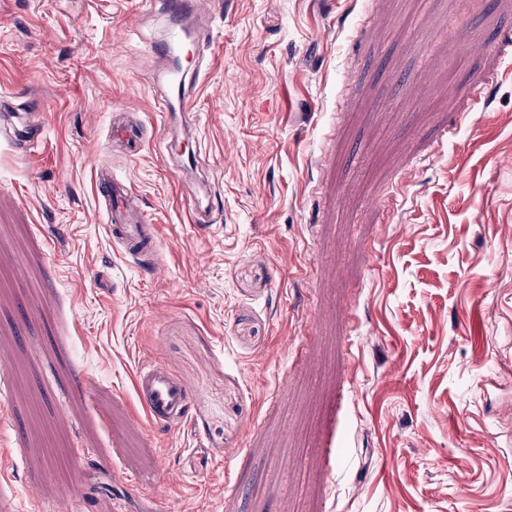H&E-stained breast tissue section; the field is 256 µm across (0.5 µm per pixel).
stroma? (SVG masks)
I'll list each match as a JSON object with an SVG mask.
<instances>
[{
    "label": "stroma",
    "instance_id": "stroma-1",
    "mask_svg": "<svg viewBox=\"0 0 512 512\" xmlns=\"http://www.w3.org/2000/svg\"><path fill=\"white\" fill-rule=\"evenodd\" d=\"M204 2L167 134L166 15L0 0V113L52 115L0 138V512H512V0ZM101 164L159 271L114 250ZM109 141L128 145L132 156L138 155L144 148V140L139 128L122 122H113ZM133 383L139 404L154 426L172 427L186 421L189 387L156 359L137 366Z\"/></svg>",
    "mask_w": 512,
    "mask_h": 512
}]
</instances>
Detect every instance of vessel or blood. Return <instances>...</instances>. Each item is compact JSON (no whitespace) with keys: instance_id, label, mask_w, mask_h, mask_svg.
Masks as SVG:
<instances>
[{"instance_id":"obj_1","label":"vessel or blood","mask_w":512,"mask_h":512,"mask_svg":"<svg viewBox=\"0 0 512 512\" xmlns=\"http://www.w3.org/2000/svg\"><path fill=\"white\" fill-rule=\"evenodd\" d=\"M142 4L147 11L162 6L167 13L179 19L167 41L153 49L154 54L164 59L183 48L187 27L202 30L210 23L208 17L194 11L192 0H142ZM110 140L128 145L134 155L144 148L139 128L121 122L113 123ZM95 177L96 194L107 215V232L116 248L123 256L131 258L153 254L158 247V235L154 225L148 224L143 215L134 214L135 191L124 180L113 175L108 167H100ZM133 383L139 404L154 426L172 427L186 421L189 387L158 361L140 363Z\"/></svg>"}]
</instances>
